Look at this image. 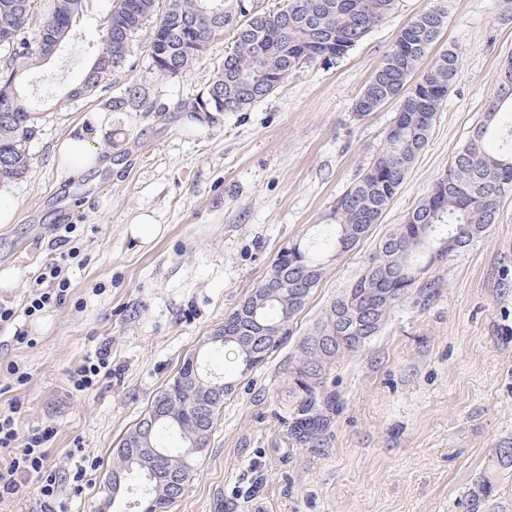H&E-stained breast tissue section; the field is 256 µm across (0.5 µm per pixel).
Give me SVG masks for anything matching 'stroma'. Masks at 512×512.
Returning a JSON list of instances; mask_svg holds the SVG:
<instances>
[{"label":"stroma","instance_id":"1","mask_svg":"<svg viewBox=\"0 0 512 512\" xmlns=\"http://www.w3.org/2000/svg\"><path fill=\"white\" fill-rule=\"evenodd\" d=\"M433 2L396 0L389 21L337 64L305 65L250 109L213 113L197 127L174 106L204 88L231 37L169 78L149 65L152 29L144 27L106 91L61 109L56 100L79 82L110 8V0H89L70 39L26 72L21 93L43 118L28 175L0 187L16 210L14 223L0 224V268L18 272L15 287L0 289V304L17 312L0 324V363L18 362L30 380L13 389L0 374V409L20 405L21 435L51 429L55 512H103L119 439L278 252L316 232L381 151L396 103L363 117L354 103L402 25ZM441 2L447 25L434 50L457 49L460 65L428 145L378 224L328 264L264 366L242 376L232 350L213 353L236 388L171 512H512V471L491 500L470 495L497 448L512 443V196L496 224L429 270L439 281L434 297L396 306L361 352L337 364L330 382L338 403L316 446L287 441L283 424L282 369L298 339L468 142L512 58V0ZM132 85L158 111L110 110ZM95 115L112 166L70 175L53 163L52 147ZM140 213L167 227L148 249L124 234ZM66 220L81 256L69 264L71 290L62 304L24 316ZM19 327L34 345L14 342ZM104 344L111 375L72 390L70 373Z\"/></svg>","mask_w":512,"mask_h":512}]
</instances>
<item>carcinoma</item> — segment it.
<instances>
[{
  "instance_id": "cac0c4a2",
  "label": "carcinoma",
  "mask_w": 512,
  "mask_h": 512,
  "mask_svg": "<svg viewBox=\"0 0 512 512\" xmlns=\"http://www.w3.org/2000/svg\"><path fill=\"white\" fill-rule=\"evenodd\" d=\"M37 0H0V50L7 52L0 66V184L23 178L32 165L30 142L38 135L40 113L20 94L23 75L54 55L87 11L88 0H54L50 14L37 19ZM396 0H288L273 13L245 17L240 0L224 11V0H111L104 20L101 48L67 99L93 96L108 83L134 53V37L155 21L147 56L152 70L176 77L190 70L224 34L232 36L204 89L193 99L176 103L179 112L204 123L205 114L229 108L242 112L272 95L288 75L306 64H335L375 27L393 15ZM196 21L187 32L183 19ZM447 10L435 5L407 22L394 46L384 55L354 103L366 115L396 102L394 133L385 136L382 151L358 180L330 207V251L312 243H297V252L278 253L258 292L249 293L231 313L244 327L216 345L235 351L244 372L247 351L268 359L288 335L289 322L305 307L321 282L327 263L343 255L340 242L355 248L371 225L378 223L397 195L414 161L425 149L448 87L460 63L459 52L448 49L421 70L433 44L447 26ZM143 112L165 107L147 102L138 87L127 90L119 106ZM512 112V61L505 64L499 86L489 100L484 120L469 142L453 157L428 194L380 240L363 274L342 290L312 329L300 338L286 367L288 433L301 445L316 443L327 431L336 408V392L329 386L331 370L344 357L359 352L375 336L392 309L413 295L421 269L432 267L434 249L446 254L470 246L488 226L497 223L501 199L512 196V149L494 150L502 138L500 114ZM438 282L418 291L431 295ZM197 385L159 391L150 408L168 413L154 430L152 455L139 448H116L112 469L129 473L137 484L141 506L155 502L156 512H169L184 492L201 451L192 448L200 433L213 434L224 402L234 392L233 377L205 365L197 368ZM174 434L180 446L169 448L163 436ZM512 468V448L503 446L479 477L474 498L494 491L500 474Z\"/></svg>"
}]
</instances>
